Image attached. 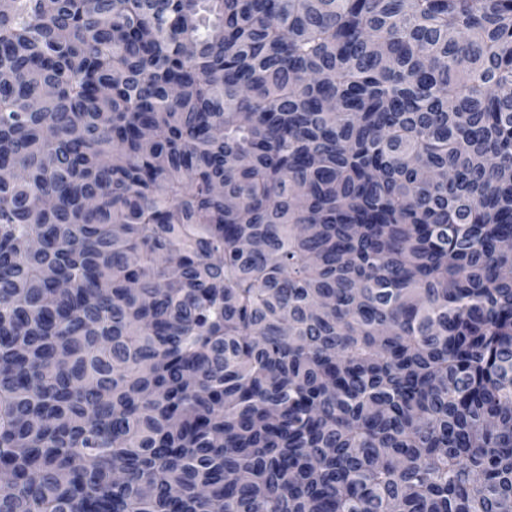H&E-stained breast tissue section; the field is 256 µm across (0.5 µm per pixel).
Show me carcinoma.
<instances>
[{
    "label": "carcinoma",
    "mask_w": 512,
    "mask_h": 512,
    "mask_svg": "<svg viewBox=\"0 0 512 512\" xmlns=\"http://www.w3.org/2000/svg\"><path fill=\"white\" fill-rule=\"evenodd\" d=\"M0 512H512V0H0Z\"/></svg>",
    "instance_id": "cac0c4a2"
}]
</instances>
